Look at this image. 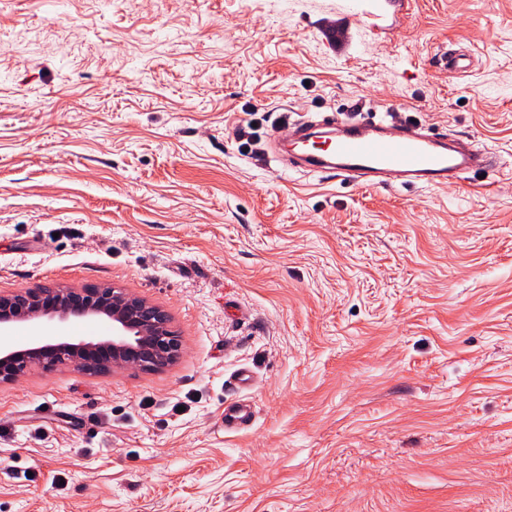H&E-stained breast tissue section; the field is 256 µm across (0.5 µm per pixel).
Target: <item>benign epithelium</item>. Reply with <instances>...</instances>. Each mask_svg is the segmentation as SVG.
Here are the masks:
<instances>
[{
	"label": "benign epithelium",
	"instance_id": "obj_1",
	"mask_svg": "<svg viewBox=\"0 0 512 512\" xmlns=\"http://www.w3.org/2000/svg\"><path fill=\"white\" fill-rule=\"evenodd\" d=\"M100 320L107 336H57L16 347L0 340V381L36 365H69L81 371L126 367L158 370L180 355L181 342L160 307L116 288H36L0 293V332L22 324Z\"/></svg>",
	"mask_w": 512,
	"mask_h": 512
}]
</instances>
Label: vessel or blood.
<instances>
[{"label":"vessel or blood","mask_w":512,"mask_h":512,"mask_svg":"<svg viewBox=\"0 0 512 512\" xmlns=\"http://www.w3.org/2000/svg\"><path fill=\"white\" fill-rule=\"evenodd\" d=\"M288 152L303 169L332 172L364 187L382 185L391 175L408 186L456 185L491 159L484 147L474 145L462 152L450 139L367 113L316 130L297 127Z\"/></svg>","instance_id":"obj_1"}]
</instances>
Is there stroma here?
<instances>
[{
    "mask_svg": "<svg viewBox=\"0 0 512 512\" xmlns=\"http://www.w3.org/2000/svg\"><path fill=\"white\" fill-rule=\"evenodd\" d=\"M374 105L493 169L267 157ZM100 285L181 353L0 382V512H512V0H0V290Z\"/></svg>",
    "mask_w": 512,
    "mask_h": 512,
    "instance_id": "stroma-1",
    "label": "stroma"
}]
</instances>
